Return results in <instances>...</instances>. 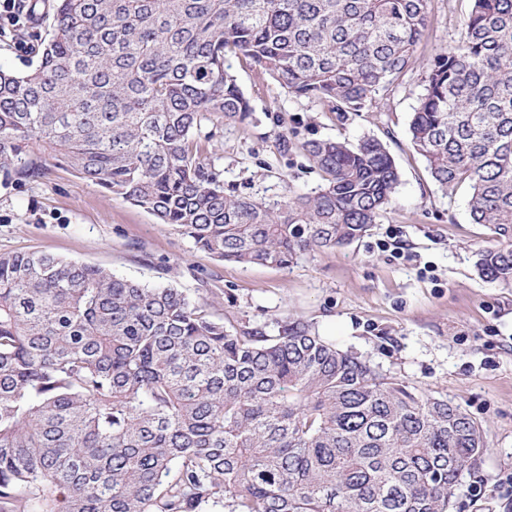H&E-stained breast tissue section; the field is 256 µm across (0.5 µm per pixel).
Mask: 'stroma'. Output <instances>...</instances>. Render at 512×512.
Masks as SVG:
<instances>
[{
	"label": "stroma",
	"instance_id": "obj_1",
	"mask_svg": "<svg viewBox=\"0 0 512 512\" xmlns=\"http://www.w3.org/2000/svg\"><path fill=\"white\" fill-rule=\"evenodd\" d=\"M469 10V0H431L418 54L429 59L449 49ZM49 31L45 19L23 37H1L0 66L26 71L37 61L31 46ZM227 63L253 114L248 123H219L201 143L225 188L270 201L311 193L321 176L304 142L375 137L401 181L367 235L285 269L226 262L50 161L38 179L0 174V254L45 252L171 285L212 300L214 317L239 330L275 336L288 320L307 321L338 347L481 421L486 448L462 476L450 512H512V496L497 489L512 475V287L489 281L475 265L494 234L472 223L468 189L443 191L410 146L423 70L409 71L376 111L342 118L289 95L241 59Z\"/></svg>",
	"mask_w": 512,
	"mask_h": 512
}]
</instances>
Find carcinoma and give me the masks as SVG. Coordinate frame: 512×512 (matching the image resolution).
<instances>
[{
	"label": "carcinoma",
	"instance_id": "1",
	"mask_svg": "<svg viewBox=\"0 0 512 512\" xmlns=\"http://www.w3.org/2000/svg\"><path fill=\"white\" fill-rule=\"evenodd\" d=\"M471 2L424 60L429 0H55L36 66L0 67V169L46 153L202 251L286 268L365 236L400 172L375 138L311 140L313 194L225 191L199 135L251 118L226 56L340 117L420 68L411 146L470 189L498 239L478 270L511 287L512 0ZM484 448L460 406L299 320L238 332L173 286L0 255V512H448Z\"/></svg>",
	"mask_w": 512,
	"mask_h": 512
}]
</instances>
